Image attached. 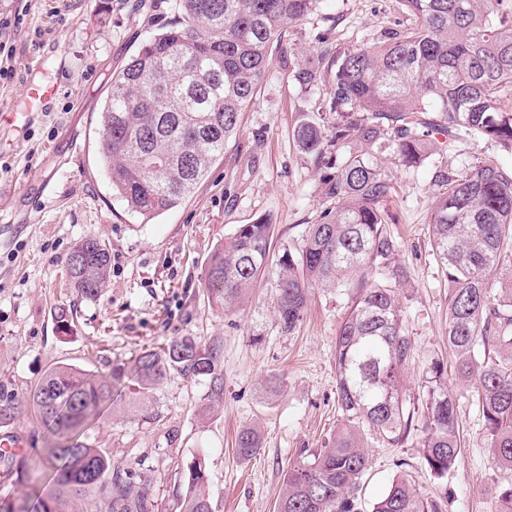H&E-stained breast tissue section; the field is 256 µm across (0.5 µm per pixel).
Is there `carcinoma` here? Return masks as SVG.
<instances>
[{
    "instance_id": "1",
    "label": "carcinoma",
    "mask_w": 512,
    "mask_h": 512,
    "mask_svg": "<svg viewBox=\"0 0 512 512\" xmlns=\"http://www.w3.org/2000/svg\"><path fill=\"white\" fill-rule=\"evenodd\" d=\"M322 0H173L174 21L149 36L112 77L100 115L101 162L115 196L152 219L190 197L239 130L269 74V58L306 92L322 94L318 111L295 127L302 152L327 169L324 194L334 206L306 225L298 247L284 249L275 311L292 332L318 288H343L349 303L335 338L336 401L344 423L326 443L289 465L275 512H358L360 480L368 468L363 430L404 442L422 433L431 473L448 475L461 450L448 366L427 363L421 404H406L403 375L416 345L400 314L405 272L392 264L398 243L383 202L394 187L367 155L393 148L398 162L421 165L433 153L429 136L495 140L512 148V0H395L407 16L371 42L335 46L316 37L315 65L297 67L288 27L314 13ZM446 190L431 214V246L448 277V348L457 376L471 386L487 447L509 477L498 485L499 512H512V285L492 292L489 276L512 244V173L475 165L442 178ZM274 225L265 218L240 224L207 258L203 280L210 305L225 310L243 300L269 270ZM80 270L70 277L83 299L98 297L109 280L106 245L90 237ZM224 343L185 336L107 376L72 365L49 369L36 385V419L60 437L45 449L56 489L38 498L36 512H161L151 481L112 466L99 448L79 440L87 421L126 385L134 395L175 371L203 378L212 405L224 399ZM26 403L0 397V417ZM258 429L236 437L243 459L260 453ZM205 465L182 470L180 512H213ZM371 512H443L401 474Z\"/></svg>"
}]
</instances>
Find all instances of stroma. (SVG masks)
<instances>
[{
    "label": "stroma",
    "mask_w": 512,
    "mask_h": 512,
    "mask_svg": "<svg viewBox=\"0 0 512 512\" xmlns=\"http://www.w3.org/2000/svg\"><path fill=\"white\" fill-rule=\"evenodd\" d=\"M171 0H0V11H23L22 25L0 31L13 45L10 78L0 80V393L18 400L60 364L92 375L132 365L145 349L190 336L224 341V402L208 409L205 381L171 375L139 396H113L83 432L113 466L149 478L163 512H179L174 487L179 464L202 460L215 512H274L289 464L322 447L342 417L336 403L334 342L348 297L328 288L312 294L294 333L281 330L275 309L277 267L244 303L222 311L204 293L211 251L237 225L269 216L270 251L297 246L305 225L328 205L322 173L298 147L300 113L315 109L272 63L256 101L243 112L240 132L208 177L183 204L152 219L131 214L112 193L99 159V112L112 75L146 38L172 19ZM397 18L393 0H322L318 10L288 30L303 61L316 56L314 37L329 33L341 44H362ZM59 83L47 111L25 112L23 135L2 115L25 111L31 78ZM394 186L386 209L399 242L395 262L406 273L403 321L418 355L404 376V392L418 397L425 362L451 361L448 280L429 240V221L442 188L441 173L464 174L482 161L512 171V151L485 138L438 145L416 168L401 166L391 150L371 154ZM102 240L111 273L94 300L78 297L65 259L78 241ZM73 313L61 330L59 305ZM462 448L454 469L439 478L425 467L419 442L393 445L365 436L368 470L358 502L372 504L397 473L426 497L447 494L445 512H497L498 464L487 446L470 389L452 383ZM259 427L263 448L244 460L235 438ZM21 430L25 446L14 466L23 481H1L0 495L34 506L54 486L42 464L52 433L30 416L0 420V432Z\"/></svg>",
    "instance_id": "35a3bbf8"
}]
</instances>
